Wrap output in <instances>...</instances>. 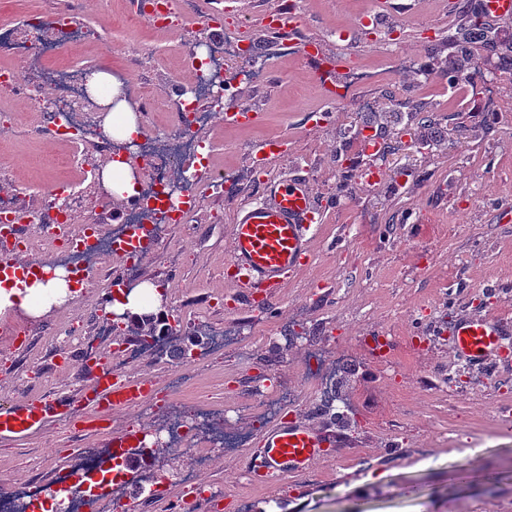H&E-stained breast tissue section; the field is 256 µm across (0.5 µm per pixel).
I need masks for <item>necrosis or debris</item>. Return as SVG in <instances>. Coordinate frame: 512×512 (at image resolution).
I'll use <instances>...</instances> for the list:
<instances>
[{
	"mask_svg": "<svg viewBox=\"0 0 512 512\" xmlns=\"http://www.w3.org/2000/svg\"><path fill=\"white\" fill-rule=\"evenodd\" d=\"M25 27L26 39L20 43L12 41L6 28L0 27V55L12 60L11 65H0V96L34 102L33 133L41 139L51 134L69 143L71 152L65 158L69 167L81 168L80 154L87 149L109 157L113 140L101 128L97 107L112 89L105 84L91 87V69H76L61 60L64 48L81 45L82 31L73 11L59 12L52 22L60 39H66V46L45 38L40 12L29 13ZM204 65V79L193 84L175 85L162 96L146 86L134 93L143 132L130 141L129 150L138 156L139 193L136 205L129 207L125 216L110 218V206L103 205L89 212L86 223L75 222L70 211L60 209L58 203L59 195L65 194L75 206H82L79 186L72 183L44 192L38 220L20 227L16 221L24 190L17 187L2 191L0 253L18 247L29 250L47 246L51 262L71 271L74 279L90 291L108 280L118 245L135 227L151 225L152 244L162 245L170 226L187 223L198 213L204 197L223 194L224 183L211 178V162L202 157L203 144L196 134L208 129L213 115L225 108L226 72L260 81L265 79L269 64L255 54L250 38L240 32L225 37L221 47H209ZM160 111L168 113V121L152 126V117ZM186 157L200 162L197 178L190 181L184 180L180 171ZM208 420L203 412L183 410L176 425L155 427L151 433L156 445L173 443L207 459L215 453L217 444L201 435L197 427Z\"/></svg>",
	"mask_w": 512,
	"mask_h": 512,
	"instance_id": "necrosis-or-debris-1",
	"label": "necrosis or debris"
}]
</instances>
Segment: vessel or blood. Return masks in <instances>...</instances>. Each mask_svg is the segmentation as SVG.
<instances>
[{
	"instance_id": "1",
	"label": "vessel or blood",
	"mask_w": 512,
	"mask_h": 512,
	"mask_svg": "<svg viewBox=\"0 0 512 512\" xmlns=\"http://www.w3.org/2000/svg\"><path fill=\"white\" fill-rule=\"evenodd\" d=\"M483 18L512 19V0H480ZM258 118L250 106L236 100L226 103L224 123L248 127ZM319 211L313 188L300 175L270 180L262 186V198L239 209L227 243L228 263L238 272L232 285L242 298L275 295L285 286L310 251V229L318 223ZM33 268L20 258L0 261V280L24 282ZM447 333L452 351L465 361L484 362L502 348L504 336L512 334V323L488 316H462L450 322ZM152 379L141 376L122 380L93 373L87 387L72 398L37 395L0 411V439H23L53 422L75 419L85 410V430L101 429L113 412L127 409L151 392ZM140 432L117 430L112 439V480L103 484L87 477L78 486L88 495H109L132 486L136 480ZM333 432L304 422L286 421L266 431L259 448L252 452L248 469L254 483L271 485L280 477L303 475L335 446Z\"/></svg>"
}]
</instances>
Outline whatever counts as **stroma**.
<instances>
[{
    "label": "stroma",
    "instance_id": "stroma-1",
    "mask_svg": "<svg viewBox=\"0 0 512 512\" xmlns=\"http://www.w3.org/2000/svg\"><path fill=\"white\" fill-rule=\"evenodd\" d=\"M77 2L76 20L87 30L110 22L120 31L115 52L82 48L69 57L74 65L131 64L135 80L160 94L192 80L174 37L146 21L126 27L129 0ZM296 4L302 39L332 55L327 32L341 26L362 52L356 99L318 127L307 126L306 115L327 107L324 88L301 62L299 45L283 46L268 32L275 0H215L219 30L198 10L182 19L194 41L246 30L271 68L264 80L229 88L258 111L257 122L230 128L218 118L206 133L224 174L223 196L205 198L193 222L172 225L169 246L149 253L130 278L160 286L164 313L181 325L190 323L188 310L210 307L213 330L227 339L223 351L204 350L195 362L171 351L127 368V376L156 381L157 414L140 418V427L160 424L170 406L165 386L179 372L180 400L223 424L224 450L198 469L168 448L140 476L165 484L158 512H512V340L493 363L476 366L433 333L464 311L512 319V79L486 85L494 67L487 59L467 70L466 85L449 82L447 63L459 49L448 30L472 18L463 0L453 8L448 0H410L386 11L380 22L400 44L399 58L387 60L369 51L372 35L359 22L370 0ZM7 107L0 178L29 185L22 203L35 211L41 187L72 180V170L44 164L69 147L34 138L24 102ZM369 124L386 131L391 151L361 149ZM282 139L287 157L270 156L253 174L252 155ZM365 168L380 173L377 184L360 182ZM297 174L309 178L323 208L311 254L279 296L242 301L226 275L236 211L257 199L261 178ZM99 316L94 296L36 317L8 310L6 319L33 330L22 348L0 355V408L31 395L77 393V362H55L47 341L74 319L86 335H101ZM376 336L390 341L381 358L367 349ZM259 384L287 392L281 416L242 412V404L258 402ZM333 393L344 420L331 425L315 409ZM284 416L332 426L342 444L326 449L306 475L254 486L248 454ZM53 439L61 451L55 465L73 449L106 451L112 442L111 434L56 423L21 440L0 439V496L23 476L55 487V466L44 463ZM190 469L208 494L175 481Z\"/></svg>",
    "mask_w": 512,
    "mask_h": 512
}]
</instances>
